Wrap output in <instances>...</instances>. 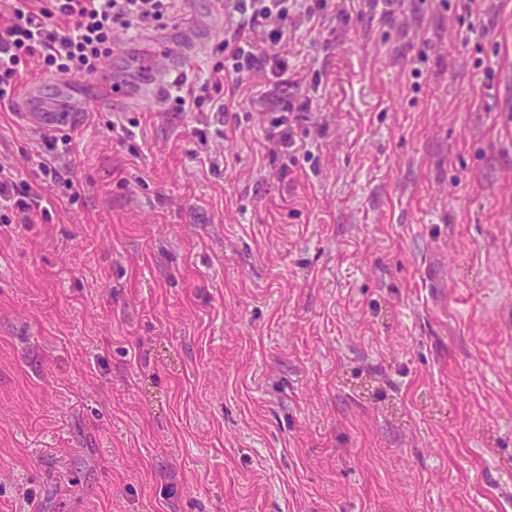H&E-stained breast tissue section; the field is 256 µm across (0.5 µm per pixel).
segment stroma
Returning <instances> with one entry per match:
<instances>
[{
    "mask_svg": "<svg viewBox=\"0 0 512 512\" xmlns=\"http://www.w3.org/2000/svg\"><path fill=\"white\" fill-rule=\"evenodd\" d=\"M188 15L202 79L231 20ZM284 25L292 85L256 73L229 139L168 102L53 147L0 112L52 203L0 223V512H512V0ZM127 37L116 86L155 50Z\"/></svg>",
    "mask_w": 512,
    "mask_h": 512,
    "instance_id": "stroma-1",
    "label": "stroma"
}]
</instances>
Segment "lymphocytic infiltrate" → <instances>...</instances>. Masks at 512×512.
<instances>
[{
	"instance_id": "obj_1",
	"label": "lymphocytic infiltrate",
	"mask_w": 512,
	"mask_h": 512,
	"mask_svg": "<svg viewBox=\"0 0 512 512\" xmlns=\"http://www.w3.org/2000/svg\"><path fill=\"white\" fill-rule=\"evenodd\" d=\"M238 20L221 49L224 62L213 67L201 84L178 81L181 95L173 109L201 108L213 95L223 123L236 119L229 98L247 84L254 67L267 56L266 44L278 43L287 0H228ZM169 0H15L8 18L0 17V105L9 101L21 69L41 61L51 73L70 77L97 75L112 53L117 30L137 24L165 29Z\"/></svg>"
}]
</instances>
